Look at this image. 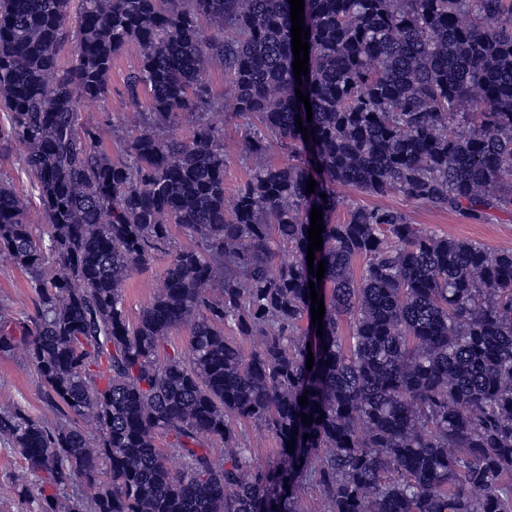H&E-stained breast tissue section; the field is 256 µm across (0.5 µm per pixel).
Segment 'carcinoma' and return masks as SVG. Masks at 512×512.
<instances>
[{
    "instance_id": "obj_1",
    "label": "carcinoma",
    "mask_w": 512,
    "mask_h": 512,
    "mask_svg": "<svg viewBox=\"0 0 512 512\" xmlns=\"http://www.w3.org/2000/svg\"><path fill=\"white\" fill-rule=\"evenodd\" d=\"M72 2L0 0V137L21 148L48 237L36 241L0 179V252L36 293L22 335L0 330V353L23 344L68 419L0 412V442L39 479L40 512H57L76 478L66 512H512V251L380 206L336 221L340 187L474 224L512 212V0H304L300 85L288 0H79L73 26ZM130 42L140 61L127 96L146 107L121 161L81 107L107 98ZM221 113L257 123L242 144L255 172L230 208ZM185 116L190 138L170 135ZM271 139L288 162L266 161ZM175 228L195 246L171 250ZM159 253L170 262L131 324L125 283ZM50 264L61 273L46 277ZM184 324L183 350L168 333ZM226 327L256 348L244 353ZM244 420L275 435L279 463L257 464Z\"/></svg>"
}]
</instances>
